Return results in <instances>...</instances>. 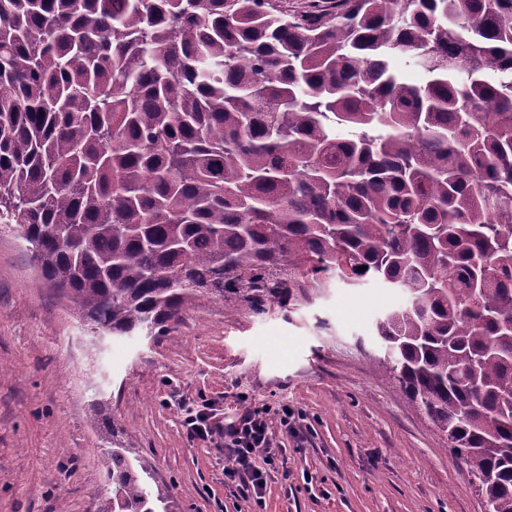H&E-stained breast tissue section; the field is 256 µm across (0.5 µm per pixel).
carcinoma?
Here are the masks:
<instances>
[{
    "label": "carcinoma",
    "instance_id": "cac0c4a2",
    "mask_svg": "<svg viewBox=\"0 0 512 512\" xmlns=\"http://www.w3.org/2000/svg\"><path fill=\"white\" fill-rule=\"evenodd\" d=\"M0 223L104 336L404 290L385 365L512 512V0H0ZM105 427L99 512H169Z\"/></svg>",
    "mask_w": 512,
    "mask_h": 512
}]
</instances>
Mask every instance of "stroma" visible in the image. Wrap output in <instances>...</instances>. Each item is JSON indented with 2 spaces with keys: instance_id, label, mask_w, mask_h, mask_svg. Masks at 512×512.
<instances>
[{
  "instance_id": "35a3bbf8",
  "label": "stroma",
  "mask_w": 512,
  "mask_h": 512,
  "mask_svg": "<svg viewBox=\"0 0 512 512\" xmlns=\"http://www.w3.org/2000/svg\"><path fill=\"white\" fill-rule=\"evenodd\" d=\"M403 290L310 280L257 315L214 301L153 338L93 342L91 325L40 277L0 224V512H97L111 497L101 421L147 457L176 512H483L467 466L379 363L375 322ZM234 415L288 406L297 433L263 504L189 441L180 400Z\"/></svg>"
}]
</instances>
